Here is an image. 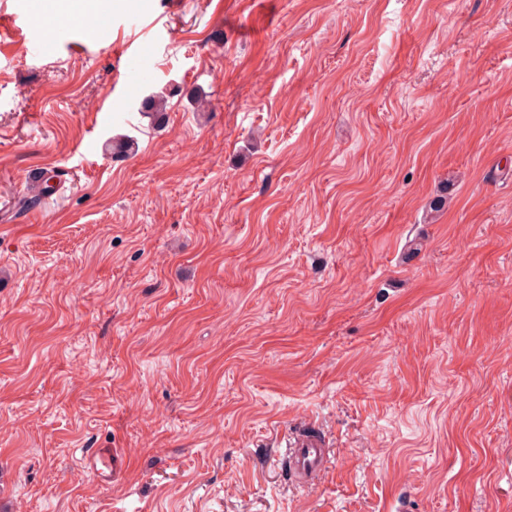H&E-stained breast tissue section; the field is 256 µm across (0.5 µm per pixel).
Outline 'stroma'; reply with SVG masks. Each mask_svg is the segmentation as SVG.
Returning <instances> with one entry per match:
<instances>
[{
  "mask_svg": "<svg viewBox=\"0 0 512 512\" xmlns=\"http://www.w3.org/2000/svg\"><path fill=\"white\" fill-rule=\"evenodd\" d=\"M0 12V512H512V0ZM285 458L296 478L302 485H309L326 467L328 448L322 440L311 433H298L286 443Z\"/></svg>",
  "mask_w": 512,
  "mask_h": 512,
  "instance_id": "1",
  "label": "stroma"
}]
</instances>
